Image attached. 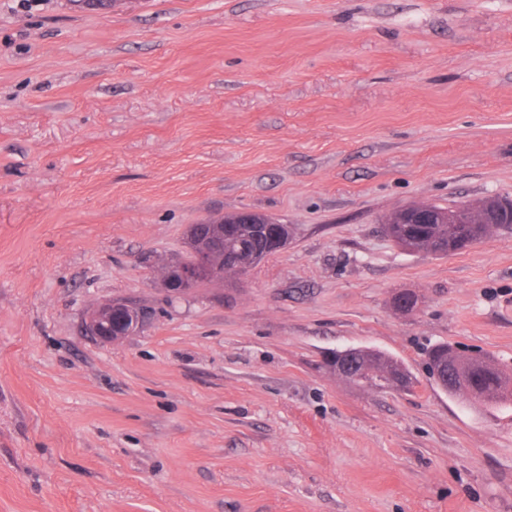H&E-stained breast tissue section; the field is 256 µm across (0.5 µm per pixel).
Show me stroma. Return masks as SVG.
<instances>
[{"label":"stroma","mask_w":512,"mask_h":512,"mask_svg":"<svg viewBox=\"0 0 512 512\" xmlns=\"http://www.w3.org/2000/svg\"><path fill=\"white\" fill-rule=\"evenodd\" d=\"M492 195L512 0H0V512H512V409L423 354L512 368V231L435 256L382 226ZM243 210L287 248L161 287L187 225ZM111 297L147 320L103 344ZM365 347L412 387L337 373ZM145 319L144 309L125 298H109L93 306L83 318L87 336L105 344L132 336Z\"/></svg>","instance_id":"obj_1"}]
</instances>
